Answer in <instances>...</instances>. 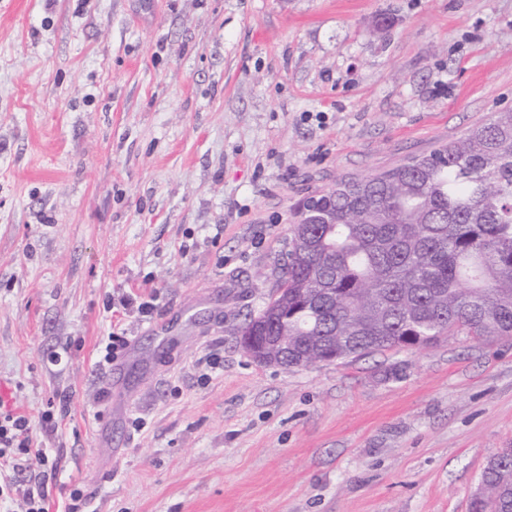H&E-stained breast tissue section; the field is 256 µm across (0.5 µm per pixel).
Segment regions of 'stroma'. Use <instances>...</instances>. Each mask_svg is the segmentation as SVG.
Here are the masks:
<instances>
[{"label":"stroma","instance_id":"35a3bbf8","mask_svg":"<svg viewBox=\"0 0 512 512\" xmlns=\"http://www.w3.org/2000/svg\"><path fill=\"white\" fill-rule=\"evenodd\" d=\"M509 109L512 0H0V397L52 512H469L512 336L287 370L237 330L296 206Z\"/></svg>","mask_w":512,"mask_h":512}]
</instances>
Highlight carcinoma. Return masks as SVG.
<instances>
[{
	"instance_id": "1",
	"label": "carcinoma",
	"mask_w": 512,
	"mask_h": 512,
	"mask_svg": "<svg viewBox=\"0 0 512 512\" xmlns=\"http://www.w3.org/2000/svg\"><path fill=\"white\" fill-rule=\"evenodd\" d=\"M327 224L298 208L288 278L239 336H279L288 367L512 336V110L429 154L322 197ZM472 512H512V448L485 464Z\"/></svg>"
}]
</instances>
